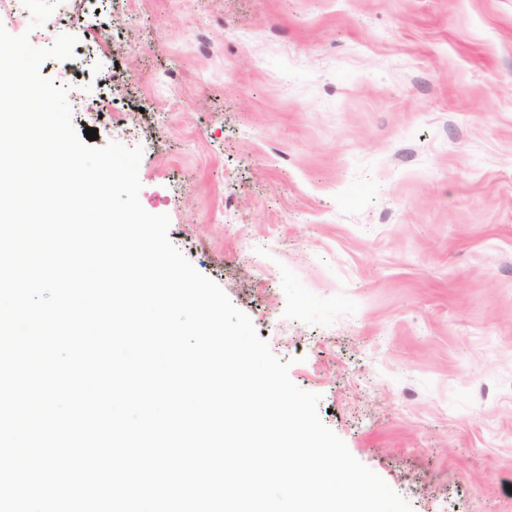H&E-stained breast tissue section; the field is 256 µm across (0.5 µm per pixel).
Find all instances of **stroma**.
<instances>
[{
	"mask_svg": "<svg viewBox=\"0 0 512 512\" xmlns=\"http://www.w3.org/2000/svg\"><path fill=\"white\" fill-rule=\"evenodd\" d=\"M0 11L77 131L413 512H512V0Z\"/></svg>",
	"mask_w": 512,
	"mask_h": 512,
	"instance_id": "obj_1",
	"label": "stroma"
}]
</instances>
